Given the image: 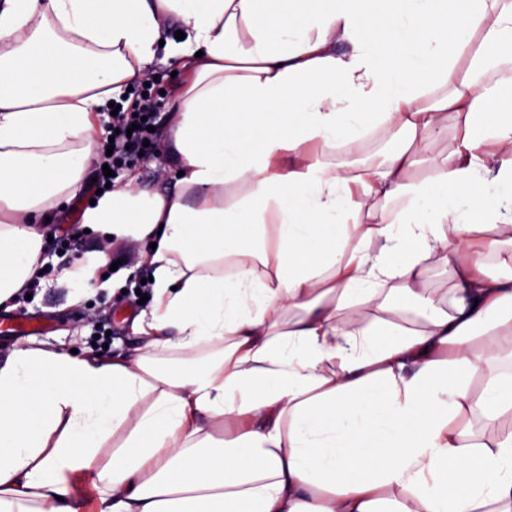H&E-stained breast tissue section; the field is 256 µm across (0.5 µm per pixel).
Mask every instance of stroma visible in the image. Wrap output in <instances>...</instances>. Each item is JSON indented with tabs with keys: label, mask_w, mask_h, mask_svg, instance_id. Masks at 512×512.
Returning a JSON list of instances; mask_svg holds the SVG:
<instances>
[{
	"label": "stroma",
	"mask_w": 512,
	"mask_h": 512,
	"mask_svg": "<svg viewBox=\"0 0 512 512\" xmlns=\"http://www.w3.org/2000/svg\"><path fill=\"white\" fill-rule=\"evenodd\" d=\"M93 197L91 187L86 185L70 203L57 209L48 225L52 241L44 246V280L32 289L31 299L20 300L12 311L17 321L28 324L29 329L20 334H0L1 355L13 344L33 341L52 351L91 347L108 357L112 354V345L131 343L130 322L142 309L136 290L142 278L148 275L146 259L137 251L119 246L105 250L102 273H110L115 268L128 275L122 290L115 293L100 289L79 297L67 277L68 271L85 255L101 249L98 236L84 232L80 224L81 214ZM68 234L76 236L78 243L64 251L57 240ZM102 329L110 332L103 344L96 340Z\"/></svg>",
	"instance_id": "35a3bbf8"
}]
</instances>
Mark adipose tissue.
<instances>
[{
  "label": "adipose tissue",
  "instance_id": "obj_1",
  "mask_svg": "<svg viewBox=\"0 0 512 512\" xmlns=\"http://www.w3.org/2000/svg\"><path fill=\"white\" fill-rule=\"evenodd\" d=\"M160 50L175 189L81 219L145 249L143 343L0 357V512H512V0H0V307ZM455 145L454 126H448L447 130L439 131L433 138L429 156L437 161L448 157ZM403 144V138L399 134H394L391 139L385 141L371 142L364 153L354 155L348 159L350 162L361 164H378L390 151L400 147ZM424 280L425 288H430L431 295L436 304L442 308L446 307L449 284L439 262L432 261L429 264Z\"/></svg>",
  "mask_w": 512,
  "mask_h": 512
}]
</instances>
